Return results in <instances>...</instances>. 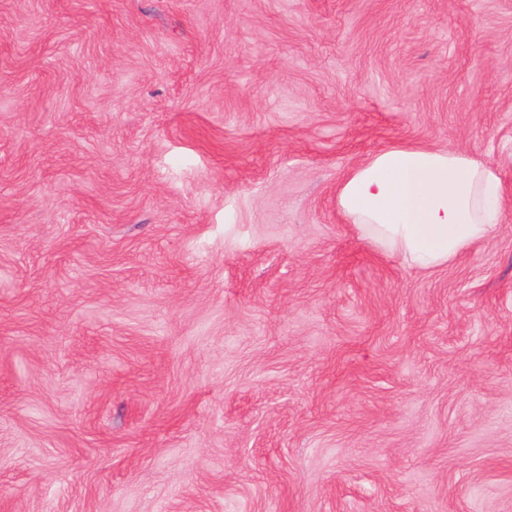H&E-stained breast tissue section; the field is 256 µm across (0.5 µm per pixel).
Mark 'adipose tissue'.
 Returning <instances> with one entry per match:
<instances>
[{
	"mask_svg": "<svg viewBox=\"0 0 512 512\" xmlns=\"http://www.w3.org/2000/svg\"><path fill=\"white\" fill-rule=\"evenodd\" d=\"M336 202L362 238L417 270L447 265L503 219L497 170L450 147L382 149L348 173Z\"/></svg>",
	"mask_w": 512,
	"mask_h": 512,
	"instance_id": "ef3b65f1",
	"label": "adipose tissue"
}]
</instances>
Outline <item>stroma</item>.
I'll return each mask as SVG.
<instances>
[{
    "instance_id": "stroma-1",
    "label": "stroma",
    "mask_w": 512,
    "mask_h": 512,
    "mask_svg": "<svg viewBox=\"0 0 512 512\" xmlns=\"http://www.w3.org/2000/svg\"><path fill=\"white\" fill-rule=\"evenodd\" d=\"M397 142L499 232L361 238ZM0 512H512V0H0ZM337 206L360 236L406 266H445L499 230L496 169L456 149L395 145L352 169Z\"/></svg>"
}]
</instances>
